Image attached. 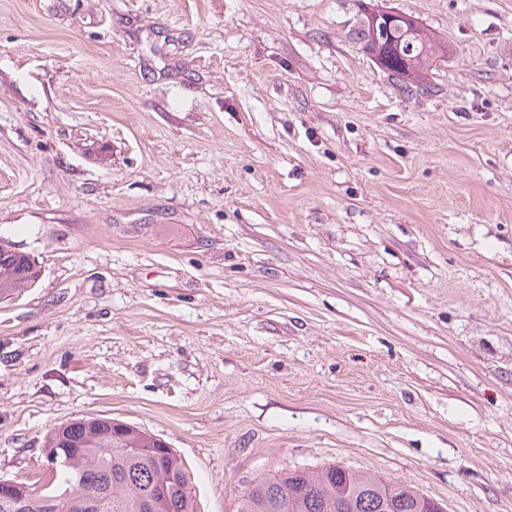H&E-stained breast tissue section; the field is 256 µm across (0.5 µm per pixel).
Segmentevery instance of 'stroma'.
<instances>
[{
    "label": "stroma",
    "instance_id": "obj_1",
    "mask_svg": "<svg viewBox=\"0 0 512 512\" xmlns=\"http://www.w3.org/2000/svg\"><path fill=\"white\" fill-rule=\"evenodd\" d=\"M448 47L408 96L364 7ZM0 479L109 417L195 512L340 464L512 512V0H0ZM27 256L23 253L0 254V299L8 298L37 282L40 269Z\"/></svg>",
    "mask_w": 512,
    "mask_h": 512
}]
</instances>
